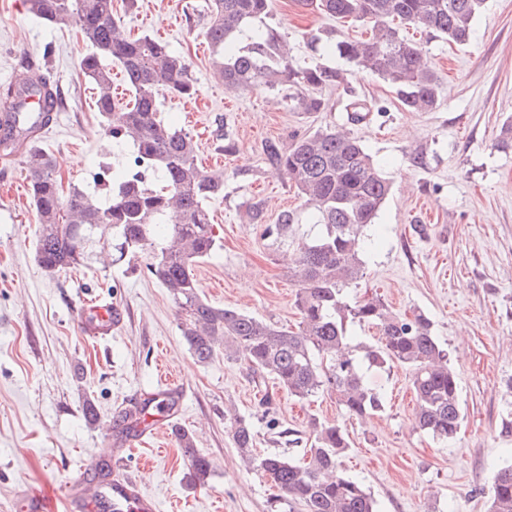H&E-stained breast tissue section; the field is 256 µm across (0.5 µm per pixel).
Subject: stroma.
<instances>
[{"instance_id":"35a3bbf8","label":"stroma","mask_w":512,"mask_h":512,"mask_svg":"<svg viewBox=\"0 0 512 512\" xmlns=\"http://www.w3.org/2000/svg\"><path fill=\"white\" fill-rule=\"evenodd\" d=\"M206 9V0H138L132 12L123 0L113 3L126 35L149 34L182 52L199 88L192 100L162 96L160 112L166 124L193 134L205 168L224 171V194L209 203L221 247L195 268L202 297L297 328V286L264 226L302 201L266 164L263 145L327 126L351 133L392 183L365 231L364 270L353 293L431 320L458 375L461 427L448 440L416 429L411 373L400 366L366 370L367 386L383 393L385 407L358 420L327 395L289 398L243 361L197 363L172 296L146 274L149 255L43 272L34 259L37 222L19 146L0 156V512H13L28 488L59 486L78 466L94 465L97 448L115 438L117 416L137 395L161 390L166 373L185 387L178 423L212 472L205 485L191 483L178 441L157 430L128 454L126 469L162 512H271L276 490L243 465L224 415L229 408L251 422L260 456L288 450L278 430L304 436L310 420L340 423L351 440L341 468L364 484L380 512H486L493 475L512 459V432L502 425L512 405V151L494 146L512 120V0H487L468 44L416 34L444 88L430 112L403 108L387 83L354 68L347 86L323 90L320 112L288 111L278 90L227 95L204 36ZM265 23L287 40L300 67L319 60L311 32L331 27L340 39L366 33L304 0H273ZM86 51L75 22L46 26L26 14L23 0H0V88L20 73L55 81L62 104L38 144L64 186L90 192L100 166L125 167L133 147L105 131L96 92L80 70ZM355 96L373 107L360 124L345 110ZM219 123L233 152L213 134ZM253 196L266 203L265 224L250 221ZM98 296L120 304L125 318L112 337L95 341L80 335L76 320L80 300Z\"/></svg>"}]
</instances>
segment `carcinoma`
Here are the masks:
<instances>
[{"label": "carcinoma", "instance_id": "cac0c4a2", "mask_svg": "<svg viewBox=\"0 0 512 512\" xmlns=\"http://www.w3.org/2000/svg\"><path fill=\"white\" fill-rule=\"evenodd\" d=\"M113 0H25L34 18L55 25L73 20L88 53L82 72L97 90L96 107L109 122L106 132L117 142L129 140L134 152L121 171L105 167L98 181L108 190L101 203L71 187L64 190L51 158L36 145L34 133L44 125L46 102L53 94L47 82L23 78L0 92L5 124L0 144L28 141L25 156L30 201L38 230L35 261L46 273L92 263L95 247H113L120 255L147 251V275L167 288L180 314L181 335L200 364L224 358L242 360L253 371L269 374L288 396L306 399L319 392L336 396L350 417L367 419L384 408V396L368 387L363 367L411 370L417 408L416 427L438 439L457 433L461 420L457 374L448 351L433 335L432 323L391 311L377 297L351 300L347 288L360 278L364 230L374 223L391 184L366 148L355 138L332 129L294 136L284 145L263 147L266 164L284 173L313 219L312 232L293 248L292 272L298 285L300 322L295 331L204 300L194 273L196 263L220 246L207 204L224 195V171L197 163V143L190 133L164 124L158 97L198 96L190 78V61L168 43L148 34L130 39L118 28ZM338 20L373 24L367 39L312 37L314 45L389 84L410 109L433 110L442 87L423 48L402 32L412 26L450 44L471 39L475 18L485 0H308ZM271 0H208L212 64L228 94L282 88L293 112H320L325 101L316 91L345 83L341 69L317 64L298 68L274 28L258 30L244 45L236 41L242 26L270 14ZM124 74L133 105L115 111L112 64ZM158 174L160 185L147 182ZM247 209L256 224H265V203ZM300 216L282 212L264 233L281 245ZM350 324L374 326L379 343L354 353ZM231 433L242 460L257 468L278 488L271 507L287 512L299 504L305 512H377L376 501L358 480L339 470L350 448L337 423H310V448L302 458L270 453L254 455L252 425L234 417ZM181 448L190 459V481L203 485L212 465L196 452L190 433L179 430ZM488 512H512V461L494 475Z\"/></svg>", "mask_w": 512, "mask_h": 512}]
</instances>
